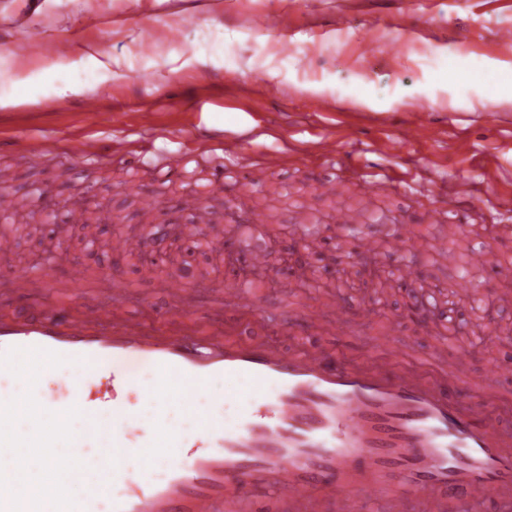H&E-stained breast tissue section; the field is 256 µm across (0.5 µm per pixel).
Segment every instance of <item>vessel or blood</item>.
Masks as SVG:
<instances>
[{"mask_svg": "<svg viewBox=\"0 0 512 512\" xmlns=\"http://www.w3.org/2000/svg\"><path fill=\"white\" fill-rule=\"evenodd\" d=\"M424 113L401 125L397 143H416L426 135ZM283 155L270 152L248 167L247 175L264 185ZM389 174L367 173L361 209L341 210L333 220L343 228L360 225L357 248L376 252L386 245L398 255L397 275L409 281L421 274L428 256L458 259L447 242L413 236L405 226L380 224L364 229L376 204L375 192ZM183 210L193 212L205 239L223 238L202 199L187 193ZM248 237L236 238L250 265L267 266L264 227L252 215ZM98 227L74 209L67 222L51 227L56 244L80 236L94 239ZM64 284L72 304L51 300L49 290ZM7 292L25 311L0 315V378L14 382L18 394L0 398V512H98L105 479L127 482L139 458L163 470V480L131 485L112 503V512H267L278 497L288 512H356L358 501L374 512H461L465 503L494 500L500 512H512V428L497 423L491 408L497 398L495 378L472 388L469 359L476 345L448 348L437 341L435 374L427 378L399 370L403 357L392 326L370 338V355L360 364L338 351L305 344V337L328 335L326 319L346 327L370 324L368 305L337 298L322 313L306 305L271 326L288 346L243 337L239 323L261 319L258 296L238 283L218 287L216 306L201 318L178 276H169L165 303L155 324L125 316L122 286L111 301L100 298L82 266L66 272L46 267L5 279ZM57 366L70 387L69 401L52 426L53 446L29 434L18 396L37 391V370ZM161 374L174 385L169 401L189 416L186 431L167 441L139 448L128 442L134 416L127 399L147 393L145 372ZM105 375L110 388L97 404L86 398V378ZM259 392L240 419L223 418L226 400L241 391ZM79 419L83 428L71 436L63 427ZM96 443L99 456L79 457L77 441ZM48 447L32 493L17 496L11 484L18 451Z\"/></svg>", "mask_w": 512, "mask_h": 512, "instance_id": "vessel-or-blood-1", "label": "vessel or blood"}]
</instances>
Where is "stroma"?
<instances>
[{
  "label": "stroma",
  "mask_w": 512,
  "mask_h": 512,
  "mask_svg": "<svg viewBox=\"0 0 512 512\" xmlns=\"http://www.w3.org/2000/svg\"><path fill=\"white\" fill-rule=\"evenodd\" d=\"M32 2L0 0V43L23 46V58L35 62L64 38L72 49L62 63L92 45L116 60L94 93L104 122L84 119L78 96L0 109V140L60 142V151L33 169L28 152L0 150V163L12 166L14 191L33 205L46 194L65 200L90 192L112 215L100 234L106 240L142 223L139 202L155 192L168 204L153 211L154 223H189V213L172 204L193 191L228 230L240 206L265 210L275 194L279 203L268 212L267 225L285 232L278 250L269 252V264L294 248L297 223L310 219L327 243L326 263L337 265L354 243L343 240L330 217L360 206L362 166L382 167L400 183L380 191L367 223L386 218L413 234L447 239L467 259L493 249V266L470 269V276L493 286L512 280V242H497L487 230L512 225V83L504 74L512 66V44L497 39L501 27L512 26V0H317L313 7L308 0H60L38 15ZM259 14L270 17L271 27H256ZM367 41L376 47L370 56L360 53ZM442 68L448 71L444 83L434 77ZM360 88L374 106L355 101ZM147 110L153 121L145 129L140 115ZM415 112L427 113L444 135L390 151L389 142ZM200 121L241 134L242 153L284 151L288 157L264 187H255L237 159L217 160L191 142ZM87 135L107 145L120 141L121 149L103 163L84 160L78 143ZM324 136L336 145L337 165L323 164L313 152ZM180 147L187 152L184 168L176 174L161 168L159 158ZM219 170L222 186L210 187ZM319 180L345 186L320 194L313 189ZM460 181L475 187V210L430 222L436 191ZM178 246L201 300L213 297L212 282L236 280L206 246H192L186 237ZM71 253L92 272L118 273L129 290V316L151 318L162 304L166 261L149 271L108 249L92 252L75 244ZM410 294L397 287L376 296L372 320L391 322L397 336L415 337L411 367L428 372L431 340L402 315ZM474 341L482 345L469 364L476 385L495 365L512 363V343L459 330L448 345Z\"/></svg>",
  "instance_id": "obj_1"
}]
</instances>
